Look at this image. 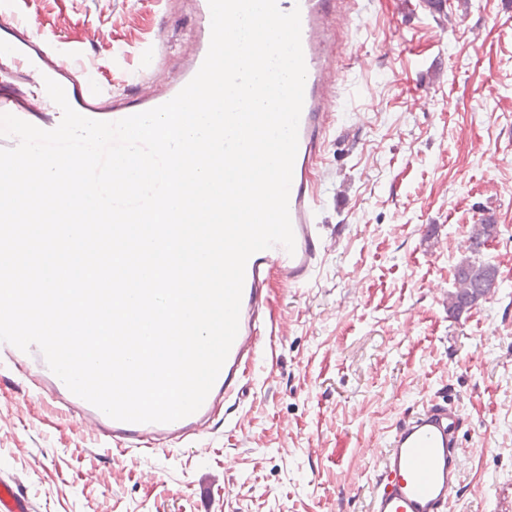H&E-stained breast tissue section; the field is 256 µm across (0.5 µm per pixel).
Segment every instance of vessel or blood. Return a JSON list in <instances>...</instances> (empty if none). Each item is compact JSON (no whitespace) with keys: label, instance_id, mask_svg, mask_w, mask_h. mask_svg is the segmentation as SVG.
Here are the masks:
<instances>
[{"label":"vessel or blood","instance_id":"1","mask_svg":"<svg viewBox=\"0 0 512 512\" xmlns=\"http://www.w3.org/2000/svg\"><path fill=\"white\" fill-rule=\"evenodd\" d=\"M280 10L299 9L301 44L306 65L304 103L299 121L298 150L289 193L294 252L276 246L250 257L246 265L239 331L220 374L202 406L172 423H126L114 420L73 394L48 368L38 347L21 351L0 342V363L9 364L36 390L61 407L82 432L111 442L115 452L137 456L157 453L173 443H190L207 432L216 416L229 430L242 428L239 408L245 382L259 360L275 351L277 319L274 288H303L312 280L322 253L319 213L322 185L318 170L328 137L344 105L343 53L349 45L355 13L364 0H277ZM0 26L10 37V58L0 66V112H9L41 129L56 128L62 111L40 89H25L22 77L40 74L58 82L70 105L80 114L114 122L162 105L196 75L209 49L211 34L202 31L195 53L180 73L167 77L160 69L163 44L147 48L142 71L162 83L160 93L142 97L107 86L86 83L87 68L63 53L53 37L32 21L0 5ZM464 415L446 399L422 402L400 417L383 438L382 461L370 486L369 512H450L462 482L459 434ZM0 512H36L34 503L11 475H0Z\"/></svg>","mask_w":512,"mask_h":512}]
</instances>
